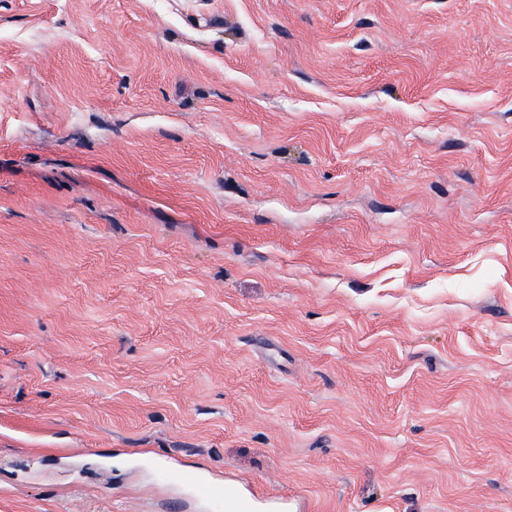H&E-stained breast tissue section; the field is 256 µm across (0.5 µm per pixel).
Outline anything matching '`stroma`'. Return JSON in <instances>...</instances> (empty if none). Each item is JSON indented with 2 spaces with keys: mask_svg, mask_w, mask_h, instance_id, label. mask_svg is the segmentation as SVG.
<instances>
[{
  "mask_svg": "<svg viewBox=\"0 0 512 512\" xmlns=\"http://www.w3.org/2000/svg\"><path fill=\"white\" fill-rule=\"evenodd\" d=\"M512 512V0H0V512ZM168 477L194 488L199 495L208 499L210 502L223 506L225 498H227L225 486L237 492L244 491L241 487H233L228 484L224 485V483L218 481L208 480L204 478L198 470L194 469L177 470L168 474Z\"/></svg>",
  "mask_w": 512,
  "mask_h": 512,
  "instance_id": "obj_1",
  "label": "stroma"
}]
</instances>
